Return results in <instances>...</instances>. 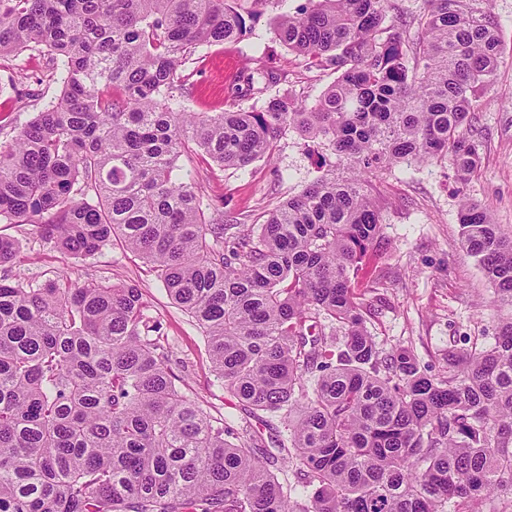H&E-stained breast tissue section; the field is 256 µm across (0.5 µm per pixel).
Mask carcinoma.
<instances>
[{
    "label": "carcinoma",
    "mask_w": 512,
    "mask_h": 512,
    "mask_svg": "<svg viewBox=\"0 0 512 512\" xmlns=\"http://www.w3.org/2000/svg\"><path fill=\"white\" fill-rule=\"evenodd\" d=\"M227 0H0V56L49 55L59 93L0 149V224L63 253L114 242L159 272L216 377L271 446L175 384L139 288L0 278V512H490L512 509V317L441 372L378 347L356 291L378 251L373 183L400 163L480 164L467 135L501 58L490 0H308L277 28L338 73L315 104L183 112L185 61L250 31ZM416 29L419 48L404 34ZM278 77L238 76L245 92ZM290 130L322 174L249 232L184 180L191 154L243 170ZM460 245L512 311V231L463 202ZM19 244L0 236V265ZM311 489L292 498L297 487Z\"/></svg>",
    "instance_id": "obj_1"
}]
</instances>
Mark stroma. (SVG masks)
I'll use <instances>...</instances> for the list:
<instances>
[{
	"instance_id": "35a3bbf8",
	"label": "stroma",
	"mask_w": 512,
	"mask_h": 512,
	"mask_svg": "<svg viewBox=\"0 0 512 512\" xmlns=\"http://www.w3.org/2000/svg\"><path fill=\"white\" fill-rule=\"evenodd\" d=\"M303 0H266L262 14L243 40L203 46L186 62V93L177 99L187 112H221L229 107L262 111L268 98L285 96L314 104L335 82L334 70L310 66L276 35L280 19ZM499 23L502 54L491 83L475 104L470 128L481 149V164L460 183L445 163L401 164L379 182L383 197V253L372 261L374 288L366 326L383 348H413L423 365L441 370L451 344L466 337L493 338L497 310L491 289L471 257L460 247L458 209L478 203L504 228H512V0H491ZM260 65L280 75L266 92L238 93L239 72ZM46 58L35 50L0 57V125L33 117L45 87ZM320 144L288 132L277 143L273 161L258 160L243 170H223L195 158L181 160V174L196 183L206 199H223L224 211L241 224L262 223L266 209L296 195L319 176L315 164ZM0 234L15 239L20 253L14 264L0 266L10 281L44 282L65 271L72 281L132 283L143 293L150 316L161 321L173 351L172 367L182 391L201 401L214 415L242 409L214 377L200 329L172 303L149 264L120 245L104 247L90 258L63 254L42 240L34 224H0Z\"/></svg>"
}]
</instances>
